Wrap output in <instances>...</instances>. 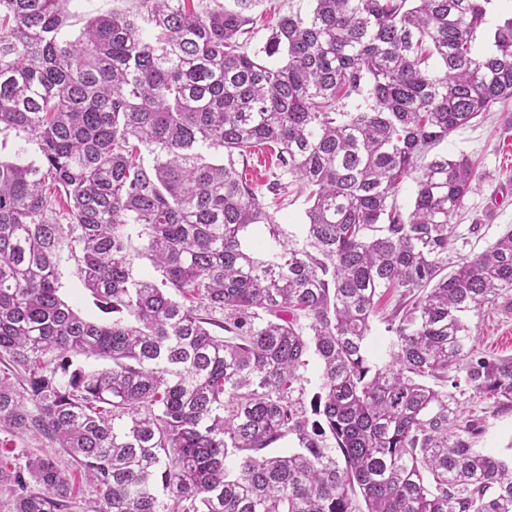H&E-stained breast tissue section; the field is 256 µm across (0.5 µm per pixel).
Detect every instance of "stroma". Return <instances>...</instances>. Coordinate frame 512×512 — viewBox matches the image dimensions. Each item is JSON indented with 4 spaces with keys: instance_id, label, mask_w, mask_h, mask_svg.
<instances>
[{
    "instance_id": "obj_1",
    "label": "stroma",
    "mask_w": 512,
    "mask_h": 512,
    "mask_svg": "<svg viewBox=\"0 0 512 512\" xmlns=\"http://www.w3.org/2000/svg\"><path fill=\"white\" fill-rule=\"evenodd\" d=\"M434 151L467 155L477 167V189L468 198L449 257L476 255L512 226V103L460 128ZM467 321L475 350L488 357L512 356V314L485 308L469 313ZM460 402L467 415L479 420L477 447L504 455L512 451V410L498 411L469 390Z\"/></svg>"
}]
</instances>
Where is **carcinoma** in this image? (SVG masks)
Segmentation results:
<instances>
[{
  "mask_svg": "<svg viewBox=\"0 0 512 512\" xmlns=\"http://www.w3.org/2000/svg\"><path fill=\"white\" fill-rule=\"evenodd\" d=\"M67 2L0 0V130L39 150L0 161V435L56 449L0 459V512H512L450 375L512 409V357L465 322L512 313V229L448 269L477 172L430 155L512 101V18L478 56L492 0H311L251 52L263 0H135L76 34ZM295 184L300 243L264 202ZM64 245L110 321L59 295Z\"/></svg>",
  "mask_w": 512,
  "mask_h": 512,
  "instance_id": "1",
  "label": "carcinoma"
}]
</instances>
